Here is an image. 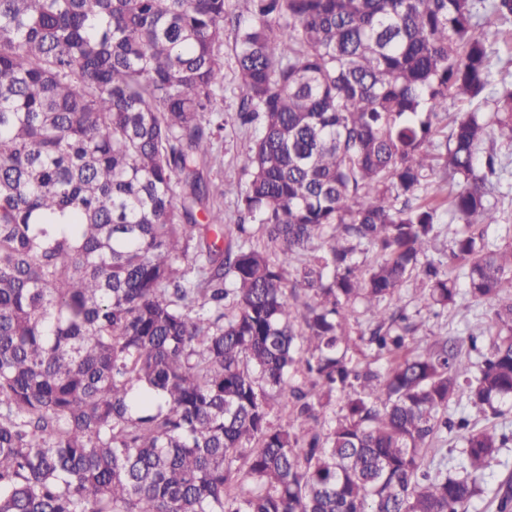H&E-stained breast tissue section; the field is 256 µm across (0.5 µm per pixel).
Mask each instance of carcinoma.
<instances>
[{
  "label": "carcinoma",
  "instance_id": "cac0c4a2",
  "mask_svg": "<svg viewBox=\"0 0 512 512\" xmlns=\"http://www.w3.org/2000/svg\"><path fill=\"white\" fill-rule=\"evenodd\" d=\"M245 11L0 0V512H468L484 493L509 438L467 409L512 404V243L466 232L432 259L439 207L419 191L442 170L449 222L500 223L506 166L477 151L512 142V85L489 67L512 0ZM228 24L236 122L255 137L249 223L223 247L210 199L228 188L202 169ZM450 97L468 109L436 144ZM364 245L381 260L361 276ZM457 269L491 305L465 360L383 306L417 271L423 307L445 309ZM358 302L381 370L346 358ZM450 434L458 456L426 457Z\"/></svg>",
  "mask_w": 512,
  "mask_h": 512
}]
</instances>
